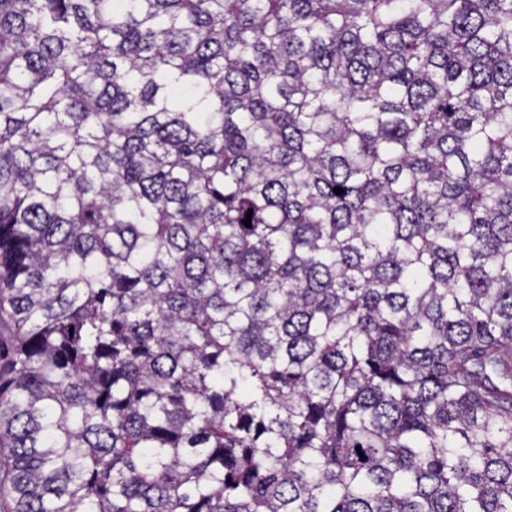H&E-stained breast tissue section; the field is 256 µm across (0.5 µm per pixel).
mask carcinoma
Returning a JSON list of instances; mask_svg holds the SVG:
<instances>
[{"mask_svg":"<svg viewBox=\"0 0 512 512\" xmlns=\"http://www.w3.org/2000/svg\"><path fill=\"white\" fill-rule=\"evenodd\" d=\"M0 512H512V0H0Z\"/></svg>","mask_w":512,"mask_h":512,"instance_id":"1","label":"carcinoma"}]
</instances>
